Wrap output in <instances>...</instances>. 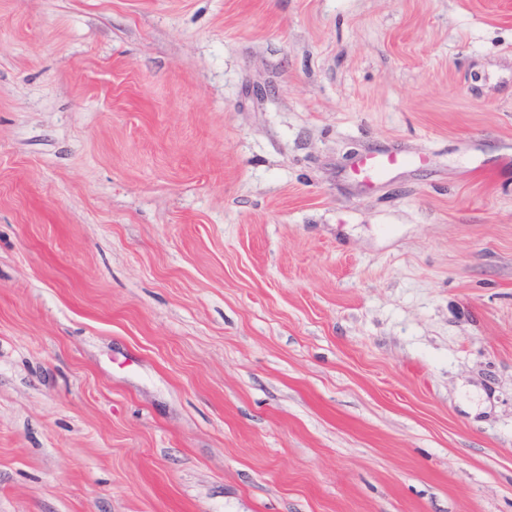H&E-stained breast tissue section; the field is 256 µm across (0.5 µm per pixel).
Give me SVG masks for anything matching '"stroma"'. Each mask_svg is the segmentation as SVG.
Returning <instances> with one entry per match:
<instances>
[{
    "label": "stroma",
    "instance_id": "1",
    "mask_svg": "<svg viewBox=\"0 0 512 512\" xmlns=\"http://www.w3.org/2000/svg\"><path fill=\"white\" fill-rule=\"evenodd\" d=\"M0 512H512V0H0Z\"/></svg>",
    "mask_w": 512,
    "mask_h": 512
}]
</instances>
